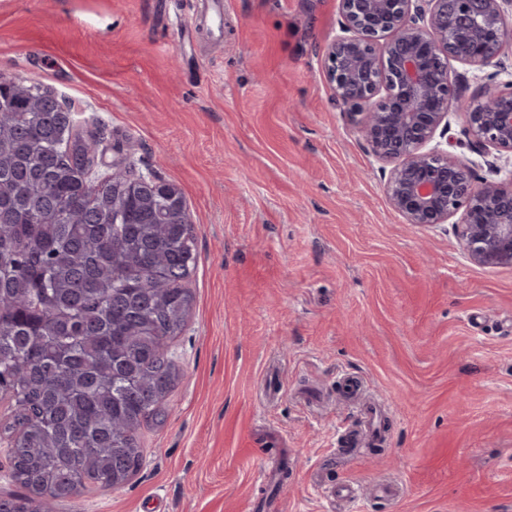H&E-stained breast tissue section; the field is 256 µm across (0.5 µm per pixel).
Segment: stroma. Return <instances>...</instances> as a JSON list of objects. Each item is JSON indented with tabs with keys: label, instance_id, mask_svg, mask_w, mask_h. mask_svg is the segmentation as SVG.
I'll return each instance as SVG.
<instances>
[{
	"label": "stroma",
	"instance_id": "stroma-1",
	"mask_svg": "<svg viewBox=\"0 0 512 512\" xmlns=\"http://www.w3.org/2000/svg\"><path fill=\"white\" fill-rule=\"evenodd\" d=\"M223 2L218 31L206 0H0V75L74 104L100 170L178 186L198 253L142 468L54 512H334L336 482L379 476L403 497L357 512H512V267L391 208L324 76L339 0ZM450 121L476 176L512 177V154ZM348 374L390 428L381 452L340 462ZM268 435L291 466L277 486Z\"/></svg>",
	"mask_w": 512,
	"mask_h": 512
}]
</instances>
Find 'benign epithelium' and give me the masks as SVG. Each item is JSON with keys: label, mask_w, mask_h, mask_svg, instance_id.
I'll return each instance as SVG.
<instances>
[{"label": "benign epithelium", "mask_w": 512, "mask_h": 512, "mask_svg": "<svg viewBox=\"0 0 512 512\" xmlns=\"http://www.w3.org/2000/svg\"><path fill=\"white\" fill-rule=\"evenodd\" d=\"M340 12L325 77L390 166V206L416 226L452 223L477 265L512 266V179L478 180L462 157L431 146L448 134L453 107L479 147L512 153V88L472 103L449 79L453 61L498 64L512 41V0H340Z\"/></svg>", "instance_id": "benign-epithelium-1"}]
</instances>
